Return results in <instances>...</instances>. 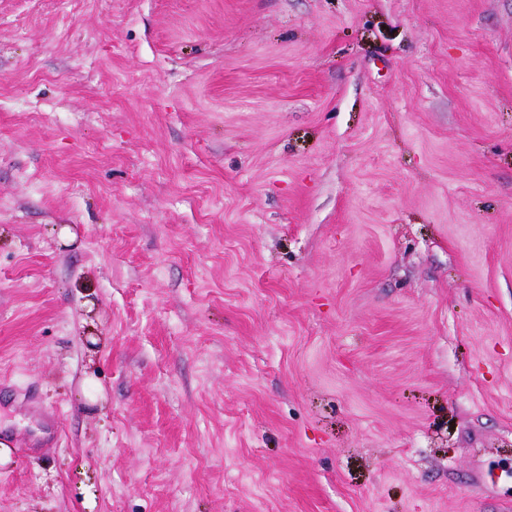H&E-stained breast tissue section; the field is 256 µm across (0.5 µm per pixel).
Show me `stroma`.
I'll use <instances>...</instances> for the list:
<instances>
[{
  "instance_id": "stroma-1",
  "label": "stroma",
  "mask_w": 512,
  "mask_h": 512,
  "mask_svg": "<svg viewBox=\"0 0 512 512\" xmlns=\"http://www.w3.org/2000/svg\"><path fill=\"white\" fill-rule=\"evenodd\" d=\"M1 378L0 512H512V0H0Z\"/></svg>"
}]
</instances>
